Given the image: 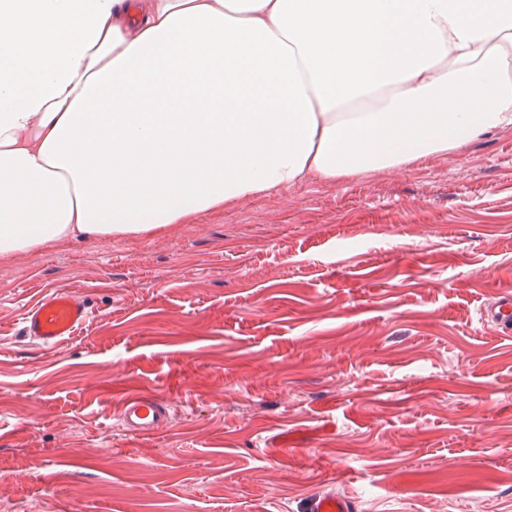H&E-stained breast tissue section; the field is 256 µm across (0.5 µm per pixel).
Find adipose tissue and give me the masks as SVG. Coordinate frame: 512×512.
I'll return each mask as SVG.
<instances>
[{
  "label": "adipose tissue",
  "instance_id": "obj_1",
  "mask_svg": "<svg viewBox=\"0 0 512 512\" xmlns=\"http://www.w3.org/2000/svg\"><path fill=\"white\" fill-rule=\"evenodd\" d=\"M512 128V0H0V255Z\"/></svg>",
  "mask_w": 512,
  "mask_h": 512
}]
</instances>
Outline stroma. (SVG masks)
Listing matches in <instances>:
<instances>
[{
  "label": "stroma",
  "instance_id": "1",
  "mask_svg": "<svg viewBox=\"0 0 512 512\" xmlns=\"http://www.w3.org/2000/svg\"><path fill=\"white\" fill-rule=\"evenodd\" d=\"M512 129L142 237L0 255V512H512ZM89 319L44 348L24 312ZM165 399L150 436L118 402ZM481 319L494 329L508 333L512 330V297L510 291L499 292L481 312ZM89 314L83 300L67 293H53L25 313L23 332L33 341L50 347L72 337ZM305 512H356L358 508L355 501L338 493L312 494L305 507Z\"/></svg>",
  "mask_w": 512,
  "mask_h": 512
}]
</instances>
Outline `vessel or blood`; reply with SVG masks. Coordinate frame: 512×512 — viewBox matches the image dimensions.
<instances>
[{"instance_id":"vessel-or-blood-1","label":"vessel or blood","mask_w":512,"mask_h":512,"mask_svg":"<svg viewBox=\"0 0 512 512\" xmlns=\"http://www.w3.org/2000/svg\"><path fill=\"white\" fill-rule=\"evenodd\" d=\"M87 304L67 293H53L37 302L23 317V332L33 341L50 347L68 340L88 319ZM484 322L500 332L512 331V294L499 293L481 313ZM169 419L166 401L150 395L125 396L118 420L133 436L154 434ZM305 512H357L355 501L338 493L312 494Z\"/></svg>"}]
</instances>
